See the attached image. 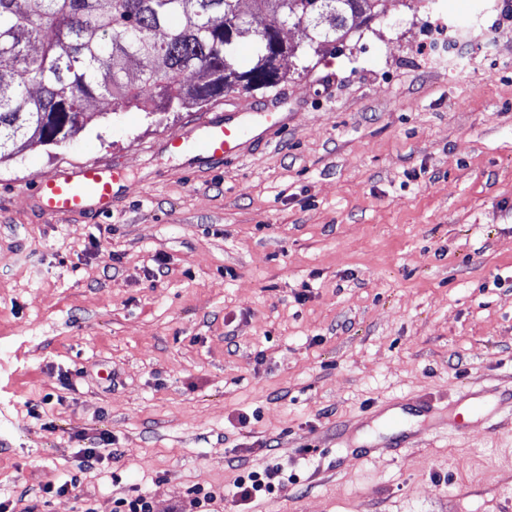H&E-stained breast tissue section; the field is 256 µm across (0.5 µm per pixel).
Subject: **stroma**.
<instances>
[{
  "label": "stroma",
  "instance_id": "stroma-1",
  "mask_svg": "<svg viewBox=\"0 0 512 512\" xmlns=\"http://www.w3.org/2000/svg\"><path fill=\"white\" fill-rule=\"evenodd\" d=\"M309 37L277 87L95 114L0 163V512L137 489L152 512L195 489L208 512H512V0H381ZM207 118L239 157L168 147ZM86 164L121 171L111 214L44 222L34 178ZM397 402L401 447L370 450ZM264 469L272 494L230 496Z\"/></svg>",
  "mask_w": 512,
  "mask_h": 512
}]
</instances>
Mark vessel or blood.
Wrapping results in <instances>:
<instances>
[{
    "instance_id": "vessel-or-blood-1",
    "label": "vessel or blood",
    "mask_w": 512,
    "mask_h": 512,
    "mask_svg": "<svg viewBox=\"0 0 512 512\" xmlns=\"http://www.w3.org/2000/svg\"><path fill=\"white\" fill-rule=\"evenodd\" d=\"M240 140L237 127L210 119L204 123L202 137L190 144L195 152L221 161L237 155ZM117 180V175L105 174L98 166H85L76 171L60 167L38 177L32 195L40 213L51 219H72L90 212L107 213L112 209L113 187Z\"/></svg>"
}]
</instances>
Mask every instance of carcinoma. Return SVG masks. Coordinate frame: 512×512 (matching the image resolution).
Masks as SVG:
<instances>
[{
    "instance_id": "1",
    "label": "carcinoma",
    "mask_w": 512,
    "mask_h": 512,
    "mask_svg": "<svg viewBox=\"0 0 512 512\" xmlns=\"http://www.w3.org/2000/svg\"><path fill=\"white\" fill-rule=\"evenodd\" d=\"M380 0H252L319 39L341 42L348 18L372 17ZM239 0H0V162L30 141L51 145L78 118L124 107L143 112L200 108L267 80L266 28L238 21ZM252 36L257 61L237 68V41Z\"/></svg>"
}]
</instances>
